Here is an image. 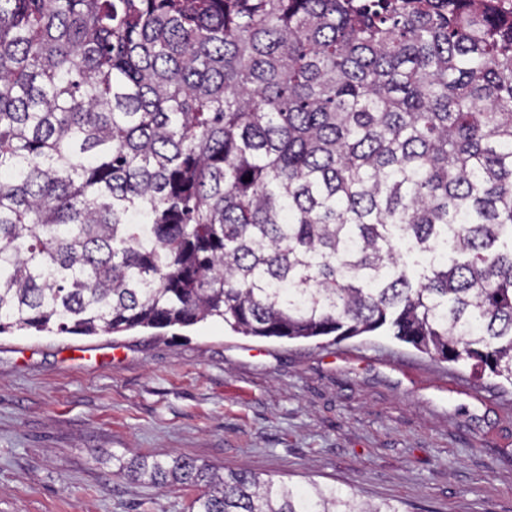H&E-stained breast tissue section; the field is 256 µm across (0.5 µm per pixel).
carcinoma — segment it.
<instances>
[{
  "label": "carcinoma",
  "instance_id": "obj_1",
  "mask_svg": "<svg viewBox=\"0 0 512 512\" xmlns=\"http://www.w3.org/2000/svg\"><path fill=\"white\" fill-rule=\"evenodd\" d=\"M214 318L512 384L506 0H0V335ZM119 474L196 512H400L184 456Z\"/></svg>",
  "mask_w": 512,
  "mask_h": 512
}]
</instances>
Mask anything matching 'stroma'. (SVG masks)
<instances>
[{
	"mask_svg": "<svg viewBox=\"0 0 512 512\" xmlns=\"http://www.w3.org/2000/svg\"><path fill=\"white\" fill-rule=\"evenodd\" d=\"M154 452L403 512H512V387L384 331L0 335V512H192L198 488L118 476Z\"/></svg>",
	"mask_w": 512,
	"mask_h": 512,
	"instance_id": "35a3bbf8",
	"label": "stroma"
}]
</instances>
